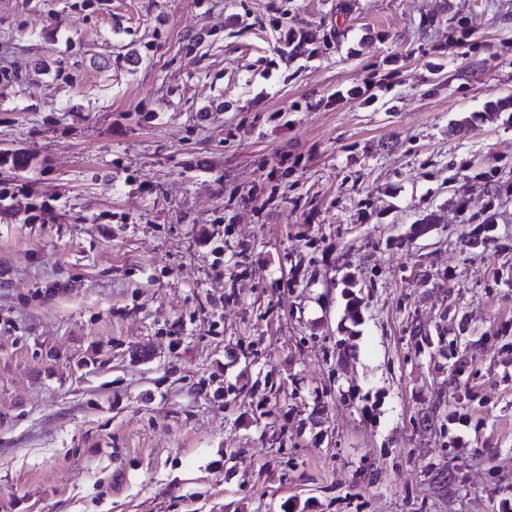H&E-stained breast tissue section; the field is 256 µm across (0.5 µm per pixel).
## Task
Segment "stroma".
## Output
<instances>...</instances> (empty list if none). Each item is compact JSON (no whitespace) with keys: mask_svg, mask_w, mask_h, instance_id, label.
Returning a JSON list of instances; mask_svg holds the SVG:
<instances>
[{"mask_svg":"<svg viewBox=\"0 0 512 512\" xmlns=\"http://www.w3.org/2000/svg\"><path fill=\"white\" fill-rule=\"evenodd\" d=\"M0 512H512V0H0Z\"/></svg>","mask_w":512,"mask_h":512,"instance_id":"1","label":"stroma"}]
</instances>
